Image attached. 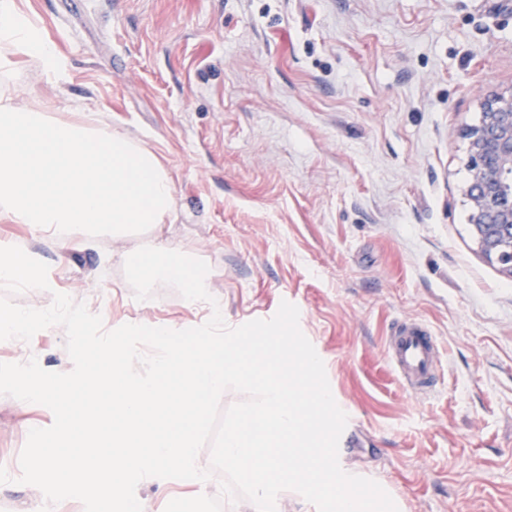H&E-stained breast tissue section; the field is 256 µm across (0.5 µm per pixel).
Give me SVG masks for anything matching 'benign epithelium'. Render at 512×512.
Here are the masks:
<instances>
[{"label": "benign epithelium", "mask_w": 512, "mask_h": 512, "mask_svg": "<svg viewBox=\"0 0 512 512\" xmlns=\"http://www.w3.org/2000/svg\"><path fill=\"white\" fill-rule=\"evenodd\" d=\"M469 140V223L480 253L512 278V92L483 103Z\"/></svg>", "instance_id": "1"}]
</instances>
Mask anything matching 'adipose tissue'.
<instances>
[{
    "label": "adipose tissue",
    "instance_id": "obj_1",
    "mask_svg": "<svg viewBox=\"0 0 512 512\" xmlns=\"http://www.w3.org/2000/svg\"><path fill=\"white\" fill-rule=\"evenodd\" d=\"M40 61L46 72L63 77L66 65L41 29L16 7L15 0H0V68H7L15 53Z\"/></svg>",
    "mask_w": 512,
    "mask_h": 512
}]
</instances>
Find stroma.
Instances as JSON below:
<instances>
[{
  "label": "stroma",
  "mask_w": 512,
  "mask_h": 512,
  "mask_svg": "<svg viewBox=\"0 0 512 512\" xmlns=\"http://www.w3.org/2000/svg\"><path fill=\"white\" fill-rule=\"evenodd\" d=\"M67 64L18 55L0 87L54 118L109 126L174 179L167 226L204 260L228 326L295 304L346 410L339 458L398 488L405 512H512V278L467 221V128L512 91V0H15ZM49 290L104 329L191 328L206 302L156 286L137 301L123 255L150 233L59 251L22 224ZM400 320L426 323L438 385L407 393L385 358ZM63 327L0 363L66 373ZM45 406L0 396V455L19 459ZM219 477L141 481L143 512L218 495Z\"/></svg>",
  "instance_id": "stroma-1"
}]
</instances>
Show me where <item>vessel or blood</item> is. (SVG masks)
<instances>
[{
	"mask_svg": "<svg viewBox=\"0 0 512 512\" xmlns=\"http://www.w3.org/2000/svg\"><path fill=\"white\" fill-rule=\"evenodd\" d=\"M438 356L437 339L427 325L404 322L388 338L387 360L408 393L432 394Z\"/></svg>",
	"mask_w": 512,
	"mask_h": 512,
	"instance_id": "b4317fda",
	"label": "vessel or blood"
}]
</instances>
